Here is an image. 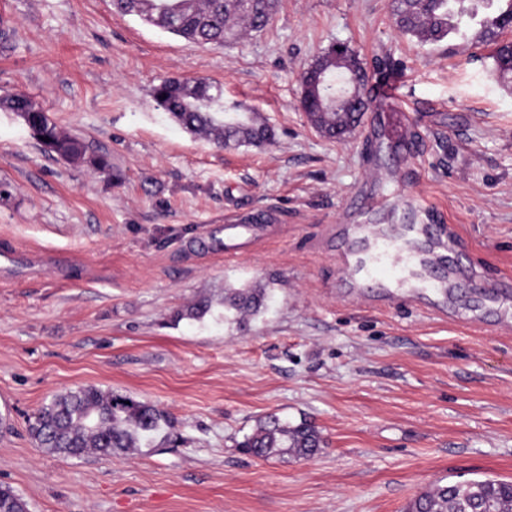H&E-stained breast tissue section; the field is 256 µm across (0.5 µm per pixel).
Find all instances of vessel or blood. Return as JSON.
Returning <instances> with one entry per match:
<instances>
[{
    "mask_svg": "<svg viewBox=\"0 0 512 512\" xmlns=\"http://www.w3.org/2000/svg\"><path fill=\"white\" fill-rule=\"evenodd\" d=\"M376 135L395 149L415 143L413 128L400 115L378 126ZM262 230V225L245 222L212 224L204 227L198 245L231 258L256 244ZM334 258L353 299L370 293L387 302L433 295L437 301L430 312L439 318L459 319V312L446 310L445 302L462 282L475 279L450 224H349L339 236ZM480 287L486 301L504 309L512 298L510 281H484Z\"/></svg>",
    "mask_w": 512,
    "mask_h": 512,
    "instance_id": "obj_1",
    "label": "vessel or blood"
}]
</instances>
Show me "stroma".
Wrapping results in <instances>:
<instances>
[{
    "label": "stroma",
    "mask_w": 512,
    "mask_h": 512,
    "mask_svg": "<svg viewBox=\"0 0 512 512\" xmlns=\"http://www.w3.org/2000/svg\"><path fill=\"white\" fill-rule=\"evenodd\" d=\"M338 42L395 71L369 114L405 113L410 156L363 125L327 138L299 109L301 73ZM458 45L398 32L391 0H278L266 29L222 44L111 0H0V95L26 94L121 174L44 153L0 109V252L18 258L0 269V486L29 512H405L438 483L512 481V334L345 300L326 243L339 224H455L483 275L512 278V82L489 48ZM193 77L272 140L222 150L157 109L161 79ZM260 213L270 233L237 258L193 251L204 225ZM254 287L262 313L225 322L227 290ZM200 300L211 313L177 319ZM83 386L165 411L175 445L38 448L28 418ZM269 415L312 421L321 450L245 453Z\"/></svg>",
    "instance_id": "obj_1"
}]
</instances>
